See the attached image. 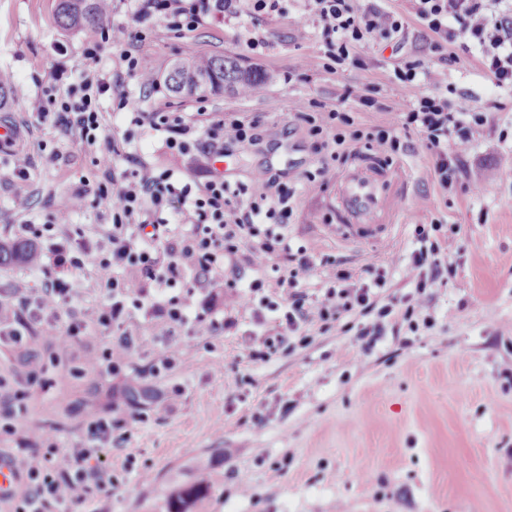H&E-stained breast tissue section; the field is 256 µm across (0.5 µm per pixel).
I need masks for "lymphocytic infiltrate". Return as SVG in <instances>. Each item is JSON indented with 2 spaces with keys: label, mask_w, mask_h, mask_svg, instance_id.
<instances>
[{
  "label": "lymphocytic infiltrate",
  "mask_w": 512,
  "mask_h": 512,
  "mask_svg": "<svg viewBox=\"0 0 512 512\" xmlns=\"http://www.w3.org/2000/svg\"><path fill=\"white\" fill-rule=\"evenodd\" d=\"M136 2L130 22L108 31L113 47L125 48L156 27L180 37L208 18L226 21L287 9L286 0ZM409 2L411 13L406 16L375 0H303L294 42L321 36L337 67L365 68L359 46L405 37L412 19L427 44L426 53L410 56L394 69L395 80L414 95L397 104L388 124L367 127L361 122L360 110L374 105L372 90L365 85L345 88L341 111H320L310 101L297 103L298 118L315 150L324 154L320 166L306 173L308 184L328 183L340 148L359 143L396 155L414 132L431 158L428 175L442 191L481 193V184L470 181L457 149L472 141L478 127L492 124L496 114L512 112V0ZM472 63L493 92L485 112L467 95L451 99L444 93L449 68ZM71 75L64 66L51 68L44 90L47 103L39 107L38 116L78 133L93 151L99 177L90 191L75 194L44 223L11 227L15 238L39 245L35 269L47 281L37 292L19 282L0 293V348L21 363L18 381L0 375L1 444L17 435L16 423L27 413L32 391L45 384L47 364L59 363L61 354L75 345L88 346L84 369L117 375L128 369L132 354L145 352L152 342L163 344L147 369L160 376L190 360L174 344L182 331L218 336L235 330L240 315L248 312L260 326L248 348L254 362L307 346L313 326L324 333L354 334L364 355L386 335L398 337L404 349L408 343L403 336L419 330L431 289L455 275L450 260L455 236L439 219L415 221L413 249L403 266L391 261L365 264L355 272L335 254L316 257L305 246H292L288 226L297 188L271 170H257L237 185L215 176L200 186L183 181L173 170L138 161L117 170L113 161L121 154L120 143L107 135L96 107L107 85L89 69L79 101L58 100L57 88ZM134 122L166 132L168 148L181 156L194 155L202 139L210 152L220 154L228 144L257 145L265 134L259 115L214 117L200 134L180 112H139ZM89 202L110 215L111 224L96 231L70 226L71 214ZM242 251L257 276L241 291L235 280L225 278L224 267ZM395 268L412 291L399 299H381ZM76 271L82 279H73ZM174 286L179 294H171ZM214 286L235 291L233 308L219 315L194 312L196 289ZM89 293L96 295V303L82 308ZM127 437L124 418L98 411L86 415L79 438L67 449H60L49 433H38L36 451L22 460L27 487L12 512H78L92 492L111 490L112 470L104 455Z\"/></svg>",
  "instance_id": "lymphocytic-infiltrate-1"
}]
</instances>
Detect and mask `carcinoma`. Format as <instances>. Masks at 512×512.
<instances>
[{
	"mask_svg": "<svg viewBox=\"0 0 512 512\" xmlns=\"http://www.w3.org/2000/svg\"><path fill=\"white\" fill-rule=\"evenodd\" d=\"M56 12L60 25L66 29H97L108 16L103 0H57ZM271 80L269 74L246 69L232 58L211 55L176 62L167 74L166 85L178 96L204 95L225 89L245 97L250 91H264ZM34 254L29 245H0V264L20 261L30 266ZM222 477L223 474L213 467V459L198 460L192 480L166 494L160 512H197L199 505L212 497Z\"/></svg>",
	"mask_w": 512,
	"mask_h": 512,
	"instance_id": "cac0c4a2",
	"label": "carcinoma"
}]
</instances>
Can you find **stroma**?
Returning a JSON list of instances; mask_svg holds the SVG:
<instances>
[{"instance_id":"1","label":"stroma","mask_w":512,"mask_h":512,"mask_svg":"<svg viewBox=\"0 0 512 512\" xmlns=\"http://www.w3.org/2000/svg\"><path fill=\"white\" fill-rule=\"evenodd\" d=\"M57 0H0V69L14 72L28 88L26 99L0 106V122L18 127L20 151L29 158L28 180L11 177V157L0 152V243L11 241L14 224L44 222L50 212L94 181L92 155L77 133L40 122L37 107L48 73L57 64L72 68L80 85L83 53L103 49L96 72L109 89L98 100L107 132L126 140L129 157L175 170L185 181L204 184L216 168L204 156L180 157L165 146V134L132 125L130 110L118 109V94L140 111L173 108L196 120L199 109L217 115L266 118L258 146L225 149L223 173L230 183L247 181L269 167L301 185L288 227L293 243L315 254L334 253L352 269L384 258L409 255L415 219H441L458 229L452 260L456 277L437 288L428 312L434 326L419 331L397 360L384 338L374 352L355 361L354 336L314 335L291 354L264 362L245 357L244 342L259 328L243 317L237 332L220 338L180 335L189 363L161 377H136L148 361L133 354L128 377L88 371L72 375L79 348L63 361L64 372L31 401L28 425L68 445L85 412H116L127 419L129 441L106 453L115 486L110 495L89 499L83 512H155L168 491L186 482L196 460L223 449L224 481L199 512H512V175L500 159L512 150V116L483 131L459 153L469 176L483 182L481 197L442 195L426 175L430 160L418 136L392 160L362 148L347 150L326 187L305 184L316 168L300 101L334 109L345 86L374 88L377 107L363 114L366 125H383L387 111L409 98L393 69L422 41L410 26L401 50L365 48L369 69L326 70L321 37L295 46L289 17L206 20L176 38L166 32L135 41L132 54L149 57L155 89L142 86L126 62L104 41V29L68 30L56 17ZM266 46L251 51L254 39ZM191 55H224L242 66L266 71L274 81L261 96L242 98L224 91L201 99L169 92L171 64ZM363 172L376 186L380 205L368 216L380 237L342 239L348 217L338 200L345 176ZM179 397H172L173 387Z\"/></svg>"}]
</instances>
